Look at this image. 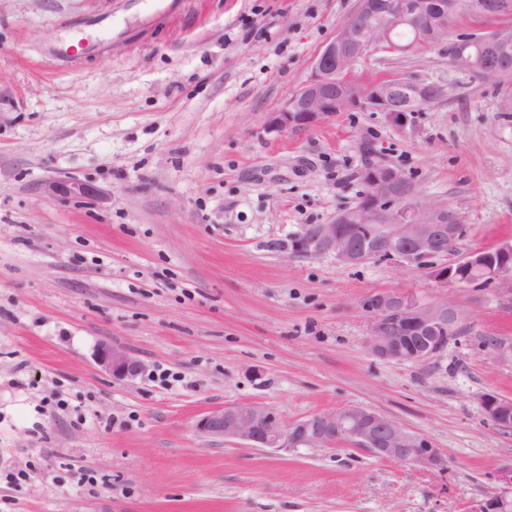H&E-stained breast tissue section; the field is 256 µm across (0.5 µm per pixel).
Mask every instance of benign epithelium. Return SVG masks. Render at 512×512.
I'll return each instance as SVG.
<instances>
[{"mask_svg":"<svg viewBox=\"0 0 512 512\" xmlns=\"http://www.w3.org/2000/svg\"><path fill=\"white\" fill-rule=\"evenodd\" d=\"M462 0H359L353 16L368 17L365 24L347 21L319 49L311 73L276 112L267 129L313 128L324 120L360 105L399 120L415 107H424L448 96V87L397 77L365 87L347 79L360 59L373 51L400 52L427 49L448 40V28H435L429 17H455ZM471 9L505 23L491 31L492 40L512 44V0H473ZM420 22L413 43L394 41L393 29ZM450 53V63L476 74L485 82H498L505 70L499 62H484L466 48L465 39ZM368 187L361 201L342 211L331 224H313L299 243L300 252L330 255L343 265L380 259L394 264L423 266L443 284L498 286L512 292V242L472 253L454 264L438 267L431 259L448 252L463 232L456 213L445 206L417 198L414 184L400 170L379 165L367 172ZM93 189L76 180L44 183L49 197H81ZM370 318L368 347L382 359L422 362L441 350L439 339L457 325V312L448 300L422 302L398 291L379 292L362 302ZM421 341L413 345L411 337ZM499 362L512 366V338H497L488 345ZM98 363L112 375L131 381L144 364L129 352L110 346L100 349ZM480 405L500 429H512V399L493 394L480 397ZM204 437L235 440L248 447L272 449L327 448L336 439L366 448L382 459L412 463L427 470H442L446 460L422 437L408 433L397 422L358 406L319 412L292 423H283L269 407L239 402L207 412L196 423ZM501 486L473 512H512V463L499 471Z\"/></svg>","mask_w":512,"mask_h":512,"instance_id":"obj_1","label":"benign epithelium"}]
</instances>
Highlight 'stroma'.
I'll use <instances>...</instances> for the list:
<instances>
[{
    "mask_svg": "<svg viewBox=\"0 0 512 512\" xmlns=\"http://www.w3.org/2000/svg\"><path fill=\"white\" fill-rule=\"evenodd\" d=\"M358 0H0V512H474L512 462L479 398H512V295L428 269L296 249L381 162L458 215L443 265L512 241V76L441 44L376 51L351 77L447 98L400 120L360 106L268 132ZM77 178L87 197L47 198ZM450 299L462 335L414 363L367 345L371 294ZM145 369L98 363L101 346ZM260 402L282 422L348 406L448 462L427 472L347 442L248 448L197 421ZM458 41L460 44L448 53L449 61L454 67L475 73L484 82L496 83L501 79L504 70L507 68L497 61L483 62L479 55L473 54L466 48L465 38L459 37ZM41 193L49 197H81L93 193V189L76 179H61L45 182ZM98 363L114 377L128 381L138 377L144 369V364L129 352L110 346L100 349Z\"/></svg>",
    "mask_w": 512,
    "mask_h": 512,
    "instance_id": "obj_1",
    "label": "stroma"
}]
</instances>
